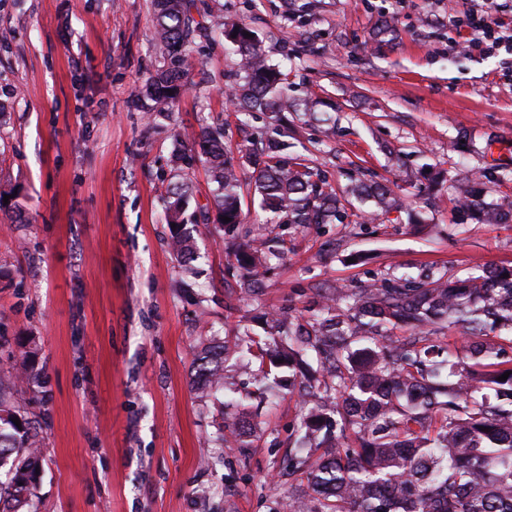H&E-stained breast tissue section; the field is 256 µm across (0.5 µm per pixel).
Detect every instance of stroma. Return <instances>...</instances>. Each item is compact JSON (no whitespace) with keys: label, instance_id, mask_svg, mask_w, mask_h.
<instances>
[{"label":"stroma","instance_id":"35a3bbf8","mask_svg":"<svg viewBox=\"0 0 512 512\" xmlns=\"http://www.w3.org/2000/svg\"><path fill=\"white\" fill-rule=\"evenodd\" d=\"M246 23L288 93L326 125L296 123L289 157L319 168L346 217L281 224L251 185L242 209L270 246L241 295L227 227L173 255L162 181L176 148L224 127L242 157L265 114L226 96L238 58L224 36H196V63L167 112L136 93L160 64L154 0H0V375L27 361L39 383L15 396L35 422L38 512H280L297 392H259L242 353L224 388L196 390L194 353L261 338L254 317L303 313L315 287L356 288L427 269L512 266V223L480 224L455 202L478 176L487 201L512 197V56L474 48L465 16L481 0H223ZM386 183L401 210L371 216L353 194ZM246 422L244 447L223 419Z\"/></svg>","mask_w":512,"mask_h":512}]
</instances>
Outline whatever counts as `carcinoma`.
Masks as SVG:
<instances>
[{
	"label": "carcinoma",
	"mask_w": 512,
	"mask_h": 512,
	"mask_svg": "<svg viewBox=\"0 0 512 512\" xmlns=\"http://www.w3.org/2000/svg\"><path fill=\"white\" fill-rule=\"evenodd\" d=\"M194 0H156L154 38L162 64L136 98L153 114L179 95L190 70L192 42L199 23ZM209 28L231 39L239 55L238 78L231 85L240 112L269 115L270 133L247 156L260 205L286 224H334L346 212L322 173L288 159V127L282 114L297 111L283 73L268 62L247 27L224 18L218 3ZM198 139L214 184L218 223H243L241 181L234 158L224 148V130L204 127ZM189 183H168L170 238L181 260L194 256L185 223ZM352 193L374 202L377 213L400 207L392 188L373 182ZM477 178L461 184L458 206L483 224L512 221V198L485 199ZM231 218L224 222L223 217ZM265 243L245 235L235 257L243 287H253L256 269L266 263ZM509 277H503V274ZM320 303L296 324L302 349L282 352L276 337L285 322L265 317V338L246 353L269 368H299L313 350L326 372L325 390L342 397L304 409L297 432L302 443H316L328 454L310 460L299 448L289 468L302 487L288 499L297 512H512V267L475 269L460 277L448 271L417 278L396 277L363 288L319 289ZM400 329V338L391 331ZM448 334L458 343L447 355L448 376L435 382V357L444 349L429 335ZM364 340L358 352L351 344ZM231 348L211 346L194 359V383L214 391L223 385L224 359ZM21 374L0 377V512H33L29 488L38 475L36 426L11 398ZM511 375L505 381L498 377ZM20 425H15L13 419Z\"/></svg>",
	"instance_id": "1"
}]
</instances>
